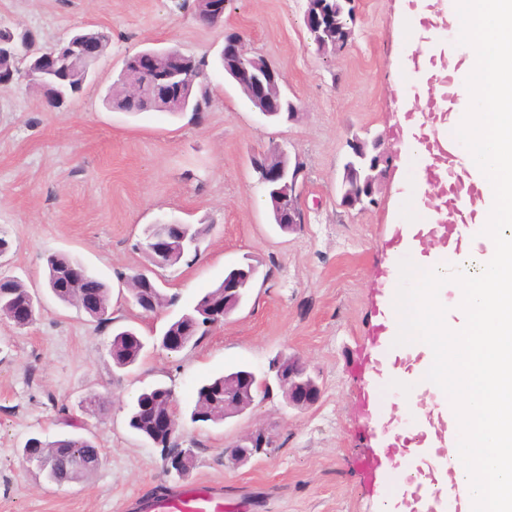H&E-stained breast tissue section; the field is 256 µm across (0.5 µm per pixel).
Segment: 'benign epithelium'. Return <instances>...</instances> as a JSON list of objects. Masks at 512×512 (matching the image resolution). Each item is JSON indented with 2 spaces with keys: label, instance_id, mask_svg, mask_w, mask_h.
<instances>
[{
  "label": "benign epithelium",
  "instance_id": "1",
  "mask_svg": "<svg viewBox=\"0 0 512 512\" xmlns=\"http://www.w3.org/2000/svg\"><path fill=\"white\" fill-rule=\"evenodd\" d=\"M38 55L48 61L50 65L39 69L32 68L26 72L30 82H40L50 85L60 77L61 72L72 69L81 64H92L100 57L97 43L89 41L80 35L73 36L67 43L48 48L38 52L33 51V40H19L14 37L0 39V55H7L19 61L32 55ZM137 59L135 71L122 66L120 76L125 77L131 73L143 78L137 85V94L142 98H149L153 93L164 90L166 92V107L171 112H202L204 107L194 101L191 89L192 84L187 78L188 57L180 49L170 47L166 49H144L135 54ZM233 80L240 86L248 89L253 98L261 105L262 114L270 119L279 116V105L285 98L280 86V76L271 63L255 68H239L232 74ZM260 175L261 182L267 187H278L288 184L293 199L288 205V223H305V206L300 190L299 176L302 165L295 162L289 165L284 162H266L263 166H254ZM171 223L159 221L152 225V230L145 237V243L154 257L157 265L162 266L170 256L168 229ZM78 305L81 309L89 311L99 305V297L92 283L80 291ZM225 303L220 299H210L200 308L197 322L206 329L224 321ZM274 380L288 387V405L305 410L315 406L321 396L317 382L306 373L284 363L278 358L269 367ZM155 427L154 441L162 439L172 441L178 429L176 409L173 404H167L163 411H152ZM273 437L263 428H254L240 436L232 445L229 453L239 460H250L267 453L272 447ZM100 455L81 456L71 460L69 470L59 476L55 485L63 486L71 482L70 476L74 470H84L89 467H98Z\"/></svg>",
  "mask_w": 512,
  "mask_h": 512
}]
</instances>
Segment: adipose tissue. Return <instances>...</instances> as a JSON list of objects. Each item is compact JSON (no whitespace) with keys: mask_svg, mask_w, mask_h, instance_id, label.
Here are the masks:
<instances>
[{"mask_svg":"<svg viewBox=\"0 0 512 512\" xmlns=\"http://www.w3.org/2000/svg\"><path fill=\"white\" fill-rule=\"evenodd\" d=\"M435 0H421L405 13L399 40L418 56L425 78L412 124L426 135L455 134L465 160V186L456 214H449L425 168L444 173L445 162L422 151L417 139L406 147L415 156L414 192L401 213L409 233L402 246L409 259L393 272L385 306L388 337H410L420 361L392 375L397 417L430 418L423 446L412 459L442 457L446 469H424L426 486L446 483L448 471L463 479V512H512V0H463L449 12L463 26L462 44L472 65L456 79L459 106L445 124L427 125L431 43L443 28L424 30L418 16L437 20ZM476 213L484 252L424 247L440 222H460Z\"/></svg>","mask_w":512,"mask_h":512,"instance_id":"obj_1","label":"adipose tissue"}]
</instances>
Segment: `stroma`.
I'll use <instances>...</instances> for the list:
<instances>
[{"mask_svg": "<svg viewBox=\"0 0 512 512\" xmlns=\"http://www.w3.org/2000/svg\"><path fill=\"white\" fill-rule=\"evenodd\" d=\"M305 10L306 0H232L223 25L207 27L174 0H0V26L33 32L41 47L81 29L109 36L92 78L61 107L23 81L0 87V237L11 244L0 271L43 301L26 328L0 318V512H125L138 495L200 481L223 485L230 512H376L382 488L366 483L357 462L372 448L367 388L381 366V299L406 191L393 76L404 60L400 0H356L354 39L338 54L315 51ZM228 28L278 68L301 105L296 122L265 118L219 70L210 73V107L194 117L106 106L127 56L176 47L212 60ZM355 134L380 138L390 155L363 211L338 196ZM274 148L303 165L306 222L290 234L272 223L250 164ZM159 221L208 226L199 256L154 266L142 239ZM51 253L78 258L110 285L115 324L146 342L135 366L113 367L111 328L46 294ZM246 262L259 274L242 306L197 346L163 349L167 322ZM137 271L178 295L177 306L143 316L125 283ZM280 356L315 378V406L290 408L275 387L224 422L190 421L202 380L235 368L262 379ZM155 384L174 393L175 444L195 453L182 479L127 424V403ZM94 394L107 401L106 417L81 409ZM76 422L93 434L100 467L64 487L38 479L22 456L26 441L54 440ZM256 427L274 437L269 454L227 464L225 448Z\"/></svg>", "mask_w": 512, "mask_h": 512, "instance_id": "stroma-1", "label": "stroma"}]
</instances>
